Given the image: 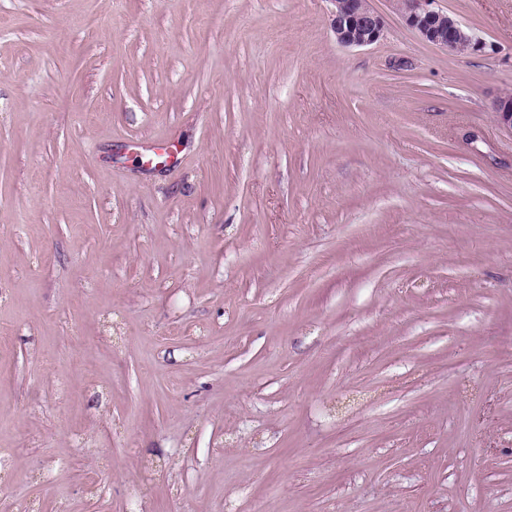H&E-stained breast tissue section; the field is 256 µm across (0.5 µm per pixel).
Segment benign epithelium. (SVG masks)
Masks as SVG:
<instances>
[{"mask_svg": "<svg viewBox=\"0 0 512 512\" xmlns=\"http://www.w3.org/2000/svg\"><path fill=\"white\" fill-rule=\"evenodd\" d=\"M329 26L336 42L344 47L370 46L382 39L385 24L370 0H327ZM406 26L419 39L454 53L479 51L484 43L452 16L436 9V0H395ZM498 121L512 131V95L506 94L495 104Z\"/></svg>", "mask_w": 512, "mask_h": 512, "instance_id": "obj_1", "label": "benign epithelium"}]
</instances>
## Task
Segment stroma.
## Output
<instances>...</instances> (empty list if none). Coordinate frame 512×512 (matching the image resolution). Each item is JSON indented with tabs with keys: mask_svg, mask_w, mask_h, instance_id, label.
Listing matches in <instances>:
<instances>
[{
	"mask_svg": "<svg viewBox=\"0 0 512 512\" xmlns=\"http://www.w3.org/2000/svg\"><path fill=\"white\" fill-rule=\"evenodd\" d=\"M371 5L0 0V512H512V0ZM331 5L329 26L344 47L370 46L382 39L385 24L370 0H326ZM394 1L406 26L422 41L454 53L484 49V43L458 20L434 7L436 0Z\"/></svg>",
	"mask_w": 512,
	"mask_h": 512,
	"instance_id": "stroma-1",
	"label": "stroma"
}]
</instances>
